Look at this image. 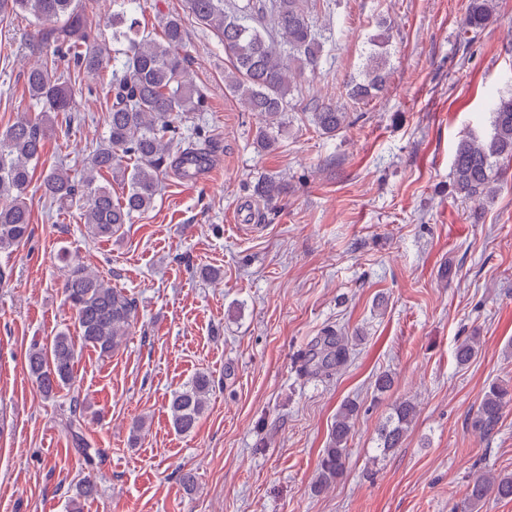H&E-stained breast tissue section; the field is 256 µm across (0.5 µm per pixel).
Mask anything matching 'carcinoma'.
I'll list each match as a JSON object with an SVG mask.
<instances>
[{
    "mask_svg": "<svg viewBox=\"0 0 512 512\" xmlns=\"http://www.w3.org/2000/svg\"><path fill=\"white\" fill-rule=\"evenodd\" d=\"M317 0H248L239 13L224 11V0H182V12L159 19L157 34L141 29L133 12L136 0H112V39L94 35L95 0H0V21L28 15L38 28L45 54L26 73L28 94L41 105L39 118L18 117L0 131V252H12L31 235V212L26 190L34 166L40 161L53 130L49 112H71L77 89L60 65L71 62L78 70L98 75L112 69V103L105 135L75 179L63 165L43 171L42 196L64 213L72 208L96 238L110 239L133 215L154 206L161 178L172 173L184 179L189 163L205 160L197 145L175 138L178 122L203 110L204 99L185 67L188 32L185 18L209 28L224 43L229 66L224 87L248 112L261 121L256 144L262 150L275 147L269 130L282 125L283 114L292 110L294 92L301 81L316 74L322 51L314 21ZM492 0H469L466 26L480 29L492 17ZM383 54H369L363 79L350 80L348 96L362 101L387 81ZM348 113L333 103L321 104L312 121L324 134L344 125ZM512 161V97L501 98L492 109L489 137L473 133L457 144L452 186L460 196L490 198L497 192L501 166ZM112 180L101 182L105 175ZM122 194L112 193V183ZM63 283L66 303L84 345L110 356L126 343L137 317L135 298L79 260L65 257ZM479 341L463 340L455 352L456 363L468 365L477 355ZM350 358L349 338L327 329L300 354L302 367L329 373ZM77 350L72 336L59 332L46 345L33 344L26 355L29 376L46 398L55 396L74 379ZM213 381L197 373L172 393L168 404L173 428L187 435L204 415ZM512 404V386L494 382L484 392L471 418L472 429L489 435L499 427L505 408ZM359 404L344 401L329 431L318 463L315 488L321 492L342 476L347 443ZM414 402L404 400L379 430L377 449L386 454L400 447L416 416ZM512 499V475L482 472L472 476L465 498V512H479L489 498Z\"/></svg>",
    "mask_w": 512,
    "mask_h": 512,
    "instance_id": "cac0c4a2",
    "label": "carcinoma"
}]
</instances>
